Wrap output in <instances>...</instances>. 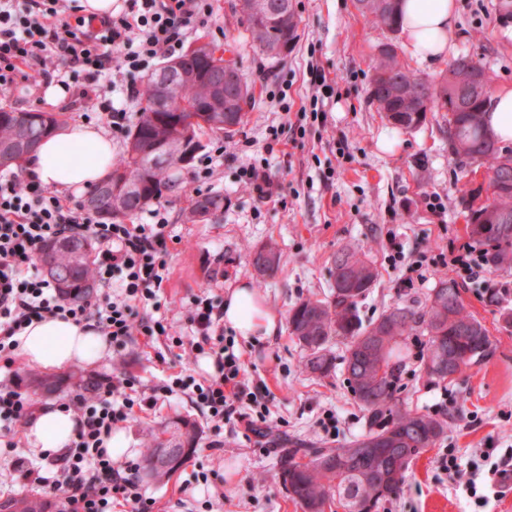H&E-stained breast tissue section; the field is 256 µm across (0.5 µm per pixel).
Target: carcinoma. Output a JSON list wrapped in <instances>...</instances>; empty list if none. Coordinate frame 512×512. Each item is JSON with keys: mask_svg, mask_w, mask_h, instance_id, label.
<instances>
[{"mask_svg": "<svg viewBox=\"0 0 512 512\" xmlns=\"http://www.w3.org/2000/svg\"><path fill=\"white\" fill-rule=\"evenodd\" d=\"M359 13L374 26L393 29L399 23L400 0H358ZM274 22L275 41L295 43L298 21L293 0H269ZM248 33L250 46L272 59L256 44L254 25L262 18L235 5ZM449 66L462 72L475 70L485 83L492 84L486 67L468 54L458 56ZM142 106L135 123L127 132L125 151L118 163L112 165L113 177L124 178L136 185V196L126 201L128 218L146 207L140 197L157 200L177 183L174 163L150 165L151 158L143 153L140 144L166 134L164 124L174 113L190 112L200 105L203 91L194 83H185L177 94L167 100L157 98L158 88L153 81H143ZM448 95V79L417 76L403 63L397 50L381 46L372 66L370 96L377 109L387 114L393 124L415 128L426 118V111L438 105ZM464 101L477 108L475 112H455L448 118V152L455 156L463 170L477 165L485 169L490 185L495 189L490 207L474 206L482 188L461 189L465 203L468 234L489 246L487 264L498 269L512 268V151L504 154L493 132L485 126V100ZM39 121V136L50 135L60 123V116L33 111ZM15 110L0 107V145L16 137ZM224 212V195H200L188 213V220L207 222L209 216ZM55 263L47 279L58 294L70 302H83L95 293L96 242L86 235L56 239ZM250 264L260 277L275 274L281 254L270 242L249 252ZM332 299H304L288 314V329L306 351L303 369L315 377H326L336 370V357L330 349L333 339L346 346L342 370L354 398L368 413L370 430L359 440L336 448H291L281 461L282 478L289 496L304 512H325V506L337 500L344 512H370L379 501L399 492L410 464L425 449L432 447L444 435L447 423L432 415L410 410L399 402L395 384L402 367V345L405 340L422 332L427 336V352L423 358L426 374L438 381L448 379V369L460 373L484 362L494 350L487 328L466 311L457 284L439 279L421 309L397 305L377 320L363 324L359 302L366 296L377 278V270L365 255L350 248L336 252L331 267ZM371 339L375 351H360L361 340ZM90 393L98 387L97 379L82 372L67 378L37 376L36 389L52 394L62 383ZM172 444L177 449L168 468L150 466L159 446L158 437L148 442L144 462L149 466L147 476L155 482L168 480L180 469L196 449L199 431L190 421L176 422L171 431ZM341 451L346 461H336ZM4 507L12 512H45L41 500L28 497Z\"/></svg>", "mask_w": 512, "mask_h": 512, "instance_id": "1", "label": "carcinoma"}]
</instances>
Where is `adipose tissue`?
Masks as SVG:
<instances>
[{
    "mask_svg": "<svg viewBox=\"0 0 512 512\" xmlns=\"http://www.w3.org/2000/svg\"><path fill=\"white\" fill-rule=\"evenodd\" d=\"M403 10L399 33L413 57L432 62L453 50L457 33L455 0H405ZM113 147L111 135L101 128L69 123L42 139L24 167L45 187L81 193L109 177ZM223 309L226 329L240 338L265 341L278 332V316L246 285L229 290ZM19 341V358L47 367L97 361L106 350L95 330L61 318L33 322ZM74 435L71 415L58 407L43 412L28 439L37 452L55 453Z\"/></svg>",
    "mask_w": 512,
    "mask_h": 512,
    "instance_id": "ef3b65f1",
    "label": "adipose tissue"
}]
</instances>
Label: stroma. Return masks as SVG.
Returning <instances> with one entry per match:
<instances>
[{"mask_svg": "<svg viewBox=\"0 0 512 512\" xmlns=\"http://www.w3.org/2000/svg\"><path fill=\"white\" fill-rule=\"evenodd\" d=\"M234 2L216 0L210 28L197 37L234 49L255 85L254 103L238 132L207 138L206 151H224L214 174L197 185L190 171H183L178 190L161 198L174 241L161 307L147 314L175 319L177 334L187 342L195 328L175 315L194 298L220 304L241 283L257 291L279 317L278 334L266 342L240 339L236 345L243 353L246 378L266 384L271 392L261 424L266 436L258 438L241 424L225 425L223 434H215L195 400L182 393L160 399L155 408L133 410L117 429L136 463L143 459L148 436L174 418H189L200 428L196 453L168 482L156 484L132 470V478L154 499L153 512H302L282 483V454L311 445L333 448L361 438L370 425L343 373L319 380L302 372L305 352L289 334V310L300 300L329 295L331 260L344 247L367 254L379 272L359 304L363 322L396 305L423 307L439 278L452 271L430 263L406 287L407 265L422 255L431 259L447 252L451 241L469 238L460 204L462 174L448 152L446 113L429 112L418 127L402 130L378 112L370 97L371 66L383 43L397 44L403 62L424 78L439 77L447 59L426 63L411 57L396 34L368 26L351 0H294L298 39L287 57L269 59L250 47ZM455 2L460 32L455 54H476L490 69L494 87L512 86V19L500 20L499 0ZM312 59L336 84L321 121L302 118L299 112L312 94L307 74ZM281 91L287 94L282 101L277 98ZM0 106L54 112L67 123L88 119L106 124L97 108L73 110L68 101L48 100L42 89L25 98L0 96ZM250 164L282 182L277 202L258 203L242 184L241 170ZM199 192L223 193V214L206 223L188 222ZM427 194L441 197L443 218L427 211L422 202ZM270 241L281 251V265L260 284L248 251ZM395 243L401 250L397 259L391 250ZM496 282L512 288V269H491L484 280L460 285L467 310L486 326L495 346L483 363L434 381L422 364L426 336L407 340L396 396L409 409L446 421L448 428L412 464L399 493L380 501L375 512H468L470 504L456 496L441 458L451 448L466 461L481 449L512 445V323L506 319L512 302L490 294L488 286ZM208 364L203 356L189 363L172 342L147 344L135 336L123 346H107L98 363L75 362L54 374L64 378L80 369L101 379L126 374L161 388L180 374L207 376ZM326 413L336 417L335 433H325L319 425ZM217 439L222 448H213Z\"/></svg>", "mask_w": 512, "mask_h": 512, "instance_id": "obj_1", "label": "stroma"}]
</instances>
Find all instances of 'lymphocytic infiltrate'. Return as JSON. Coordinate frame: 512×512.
<instances>
[{
  "label": "lymphocytic infiltrate",
  "instance_id": "obj_1",
  "mask_svg": "<svg viewBox=\"0 0 512 512\" xmlns=\"http://www.w3.org/2000/svg\"><path fill=\"white\" fill-rule=\"evenodd\" d=\"M213 15V0H123L95 27L81 15L79 0H0V93L28 95L41 85L60 86L71 98L104 112L113 136H125L132 114L113 105L111 92L137 98V76L175 56L193 32L209 26ZM150 215L148 224H102L74 196L24 174H1L0 354L15 349L17 335L27 326L49 317L92 323L115 346L136 334L150 339L170 335L171 325L140 314L158 302L170 253L166 217L158 208ZM86 224L94 225L103 246L96 266L100 293L95 301L73 303L39 275L33 257L47 241ZM223 317L210 299L194 301L188 318L198 339L189 354H208L213 371L201 383L190 376L173 380L182 393L195 396L218 432L242 405L261 409L266 399L265 390L245 379L242 353L234 339L225 338ZM157 402V395L146 393L131 377L113 380L103 393L75 396L67 404L78 422L74 440L48 456L46 468L23 458L12 461L11 468L53 494L59 512H112L117 501L131 512H150L151 498L115 466L106 441L134 407ZM34 413L33 400L19 383H0V438L15 437ZM441 467L475 507L483 508L489 503L485 486L512 485V448L485 449L466 467L451 451Z\"/></svg>",
  "mask_w": 512,
  "mask_h": 512
}]
</instances>
